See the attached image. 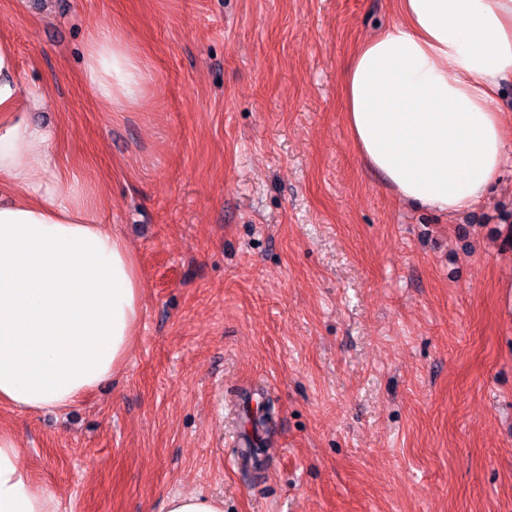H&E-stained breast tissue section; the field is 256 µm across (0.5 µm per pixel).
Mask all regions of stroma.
Returning a JSON list of instances; mask_svg holds the SVG:
<instances>
[{
  "label": "stroma",
  "mask_w": 512,
  "mask_h": 512,
  "mask_svg": "<svg viewBox=\"0 0 512 512\" xmlns=\"http://www.w3.org/2000/svg\"><path fill=\"white\" fill-rule=\"evenodd\" d=\"M395 0H0L31 122L100 192L144 294L126 365L64 410L0 406L60 512H512V161L447 217L366 169L342 112ZM140 57L108 109L91 31ZM83 74L96 99L109 109L136 101L143 91L139 58L112 27L89 35ZM164 512H224V499L199 492H176L164 501Z\"/></svg>",
  "instance_id": "stroma-1"
}]
</instances>
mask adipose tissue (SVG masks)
<instances>
[{"label": "adipose tissue", "instance_id": "adipose-tissue-1", "mask_svg": "<svg viewBox=\"0 0 512 512\" xmlns=\"http://www.w3.org/2000/svg\"><path fill=\"white\" fill-rule=\"evenodd\" d=\"M398 22L341 74L363 163L397 196L453 216L486 197L512 145L489 102L512 79V0H396ZM0 42V405L64 410L127 361L142 312L136 259L103 223L97 191L64 172L54 134L28 120L44 96ZM83 74L105 107L136 101L144 73L112 28L89 35ZM0 427V512H58Z\"/></svg>", "mask_w": 512, "mask_h": 512}]
</instances>
